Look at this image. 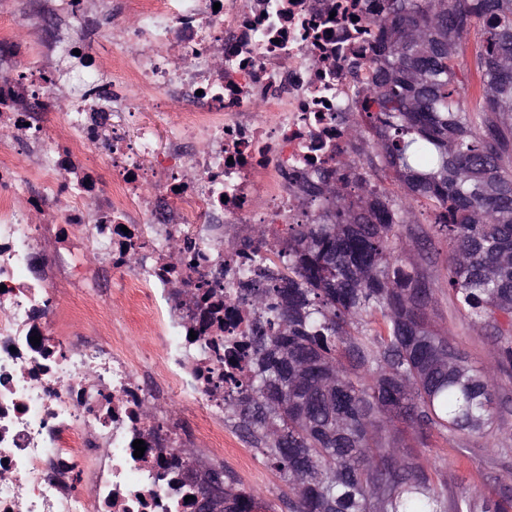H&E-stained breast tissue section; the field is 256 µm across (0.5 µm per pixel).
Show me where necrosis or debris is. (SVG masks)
<instances>
[{"label":"necrosis or debris","instance_id":"necrosis-or-debris-1","mask_svg":"<svg viewBox=\"0 0 512 512\" xmlns=\"http://www.w3.org/2000/svg\"><path fill=\"white\" fill-rule=\"evenodd\" d=\"M131 38L111 72L84 66L61 99L42 71L0 72V134L42 144L27 170L0 161V512H192L167 460L196 449L252 459L224 433V347L257 316L242 298L244 248L285 240L301 203L283 170L343 174L340 119L357 111L351 61L371 54L369 0H127ZM178 107L176 135L154 166V136L111 127L116 105ZM38 93L62 124L45 131L14 100ZM111 140H104V131ZM98 151L109 174L84 168ZM37 184L16 199L17 184ZM122 284L129 314L152 323L153 348L131 353L101 297L83 295L73 321L96 336L51 330L49 286L79 246ZM39 344H32L31 336ZM197 409L191 426L158 420L163 401ZM142 440L143 457L133 443Z\"/></svg>","mask_w":512,"mask_h":512}]
</instances>
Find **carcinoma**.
<instances>
[{"label": "carcinoma", "mask_w": 512, "mask_h": 512, "mask_svg": "<svg viewBox=\"0 0 512 512\" xmlns=\"http://www.w3.org/2000/svg\"><path fill=\"white\" fill-rule=\"evenodd\" d=\"M372 78L341 152L348 174L288 175L317 205L288 240L251 262L263 311L241 356L251 370L227 403L288 491L278 502L219 468L224 512H512L496 493L448 484L405 434L487 438L495 464L501 394L512 384V0H373ZM476 36L470 42V36ZM477 78L469 100L459 69ZM388 179L392 191L374 183ZM448 236V296L489 329L493 362L475 368L431 314L429 251L404 261L416 205Z\"/></svg>", "instance_id": "cac0c4a2"}]
</instances>
